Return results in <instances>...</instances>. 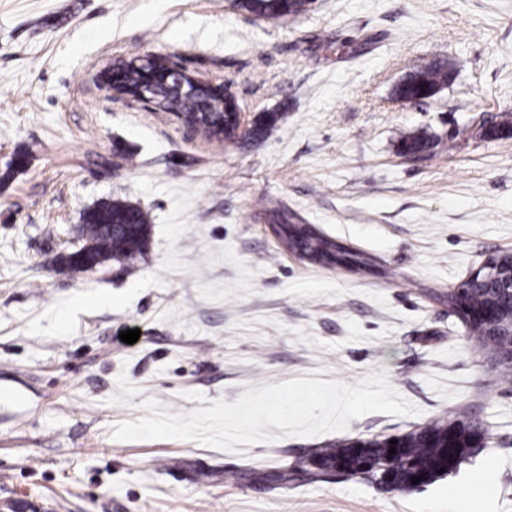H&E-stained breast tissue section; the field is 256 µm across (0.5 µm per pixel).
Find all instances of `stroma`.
I'll return each instance as SVG.
<instances>
[{
    "label": "stroma",
    "instance_id": "35a3bbf8",
    "mask_svg": "<svg viewBox=\"0 0 512 512\" xmlns=\"http://www.w3.org/2000/svg\"><path fill=\"white\" fill-rule=\"evenodd\" d=\"M147 53L230 86L247 118H281L217 143L116 97L103 72ZM436 60L448 86L394 96ZM505 120L512 0H316L279 21L233 0H0V512H512V381L447 301L512 253V133L482 131ZM421 129L434 146L413 159L402 139ZM19 151L29 164L7 175ZM117 197L150 215L143 255L61 269L83 211ZM272 207L369 268L300 259ZM374 373L418 415L317 436L270 426L273 442L238 453L113 436L148 398L187 414ZM455 419L482 423L487 444L420 490L224 479Z\"/></svg>",
    "mask_w": 512,
    "mask_h": 512
}]
</instances>
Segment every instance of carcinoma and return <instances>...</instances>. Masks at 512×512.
Instances as JSON below:
<instances>
[{
	"label": "carcinoma",
	"mask_w": 512,
	"mask_h": 512,
	"mask_svg": "<svg viewBox=\"0 0 512 512\" xmlns=\"http://www.w3.org/2000/svg\"><path fill=\"white\" fill-rule=\"evenodd\" d=\"M235 6L251 15L278 20L296 17L305 12L300 0H235ZM121 79L117 90L145 88L154 99L156 109L171 112L181 122L207 138L218 142L236 137L239 126L234 112L238 106L224 101V95L215 92L209 84L197 82L191 92L181 91L172 83L157 80L150 83L157 61L142 62L140 56L115 61ZM452 70L446 61H432L409 73L394 89L398 97L425 98L433 90L440 91L448 85ZM281 118L278 112H270L258 119L248 129V135L261 137L266 129ZM432 146L431 136L426 131L414 132L405 137L402 150L406 154H418ZM268 221L300 237L310 259H315L321 250L331 253L334 261L345 260L346 251L335 240L315 233L308 227L293 222L288 213L278 209L267 211ZM79 248L61 255V264L72 270H88L109 262L122 263L142 252L148 243L151 218L138 204L123 198L100 202L87 208L81 215ZM473 310H483L496 304L488 294L478 288L468 296ZM468 332L484 347L500 354L506 340L491 335L480 321H468ZM448 428L446 422H434L410 432L413 443L395 448L378 441H370L356 447V441H347L334 448L318 449L307 463L282 464L269 471L245 468L235 478L246 475L262 479L274 485L288 482L307 484L323 481L324 477L340 468L352 476L368 477L379 488L387 491H412L434 483L440 476L448 475L477 450L468 447L422 448L417 442ZM445 468L438 474L436 470ZM425 475V479L412 483V478Z\"/></svg>",
	"instance_id": "obj_1"
}]
</instances>
